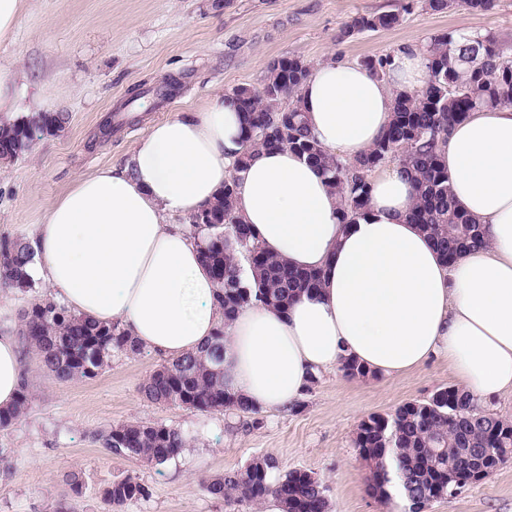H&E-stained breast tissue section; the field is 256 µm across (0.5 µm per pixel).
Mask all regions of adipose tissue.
<instances>
[{
  "mask_svg": "<svg viewBox=\"0 0 512 512\" xmlns=\"http://www.w3.org/2000/svg\"><path fill=\"white\" fill-rule=\"evenodd\" d=\"M428 79V59L413 44L393 54L383 79L320 62L301 88L309 127L331 153L360 156L386 130L395 96ZM242 127L220 93L152 124L125 165L77 180L50 205L30 235V275L70 313L119 325L169 359L198 352L223 327L226 387L267 412L298 402L311 375L345 355L385 376L440 357L477 398L512 390V107L473 113L441 148L448 185L487 240L448 266L407 221L415 189L399 167L372 175L368 210L346 228L316 167L287 149L260 152L236 212L267 252L322 270L323 284L286 310L252 306L228 323L200 237L167 217L214 201ZM20 374L19 341L0 334L1 408L13 404Z\"/></svg>",
  "mask_w": 512,
  "mask_h": 512,
  "instance_id": "1",
  "label": "adipose tissue"
}]
</instances>
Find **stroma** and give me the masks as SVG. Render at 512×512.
<instances>
[{
  "mask_svg": "<svg viewBox=\"0 0 512 512\" xmlns=\"http://www.w3.org/2000/svg\"><path fill=\"white\" fill-rule=\"evenodd\" d=\"M28 2L14 39L0 42V68L16 76L18 116L63 112L68 120L26 154L0 162V241L27 238L78 178L125 163L150 123L201 106L217 92L261 87L278 58L356 64L445 31H489L512 46V0H496L485 12L417 7L395 28L349 38L341 30L351 16L393 10L397 0ZM107 118L112 133L105 136L100 128ZM161 361L150 351L116 356L94 379L61 382L34 348H26L22 365L32 407L18 425L0 431V446L14 451L12 473L0 481V512H47L72 498L64 481L71 470L86 477L76 499L79 512H106L103 490L127 474L146 484L150 495L124 512H258L204 489L258 455L275 459L272 479L293 470L318 478L330 512H403V500L372 493L369 468L354 445L357 427L370 415L394 413L456 383L439 358L393 377L352 379L329 369L295 406L262 413L256 427L237 413L200 414L146 400L139 387ZM129 422L180 428L190 456L153 467L94 443V435ZM427 512H512V461L480 484L433 502Z\"/></svg>",
  "mask_w": 512,
  "mask_h": 512,
  "instance_id": "35a3bbf8",
  "label": "stroma"
}]
</instances>
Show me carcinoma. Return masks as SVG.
<instances>
[{"label": "carcinoma", "mask_w": 512, "mask_h": 512, "mask_svg": "<svg viewBox=\"0 0 512 512\" xmlns=\"http://www.w3.org/2000/svg\"><path fill=\"white\" fill-rule=\"evenodd\" d=\"M443 12L457 6L487 11L495 0H400L397 10L351 17L342 31L352 36L389 29L416 6ZM429 59L427 85L413 94H398L388 128L367 152L349 159L328 152L305 122L299 96L311 65L296 57H282L267 68L262 88L240 86L225 94L244 117L242 151L211 206L190 217L191 224L209 231L202 260L218 284L216 300L224 306V323L193 355L166 360L140 386L150 402L200 412L235 411L256 416L259 410L239 394L224 388V326L249 306L283 310L301 293L317 288L320 270H299L267 253L234 207L240 173L263 150L288 148L316 166L340 202V223L347 227L364 216L370 200V176L390 162L413 182L416 200L408 221L433 241L445 263L463 251L485 244L481 225L454 201L440 146L452 124L487 107H512V54L492 32L434 34L421 46ZM392 55L366 57L360 65L378 77L387 76ZM62 112H38L0 124V160H14L29 152L40 134L63 129ZM244 259L253 277H241ZM32 260L30 243L16 239L0 243V289L25 292L33 288L26 272ZM22 336L40 355L43 366L61 381L93 379L110 366L111 357L134 358L144 348L116 325L101 326L69 313L49 299H36L21 314ZM32 397L21 382L15 404L0 408V430L21 422ZM103 447L147 465L161 466L186 447L183 431L164 424L123 423L100 436ZM355 444L370 467L374 493L387 495L391 461L406 499L404 512H426L431 502L448 496V466L470 486L483 450L500 460L512 459V422L479 409L474 398L452 386L437 390L424 401H410L394 413L371 415L358 425ZM269 455L253 458L242 470L226 473L206 484L215 498L236 503H260L278 496L284 512H329L322 482L312 474L293 470L276 483ZM149 496L138 478L127 475L102 492L108 512H122L132 501Z\"/></svg>", "instance_id": "obj_1"}]
</instances>
